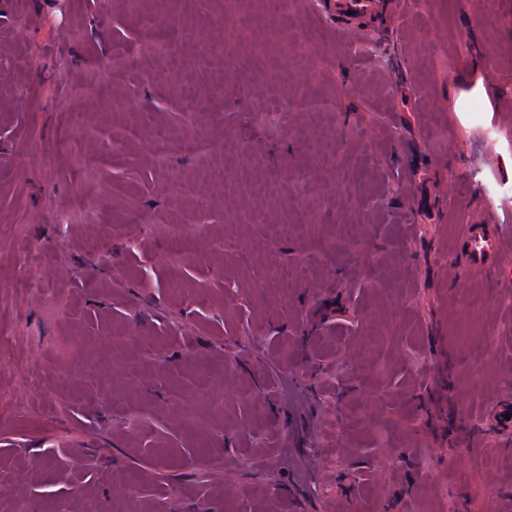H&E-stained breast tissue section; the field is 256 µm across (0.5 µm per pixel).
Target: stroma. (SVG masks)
Returning a JSON list of instances; mask_svg holds the SVG:
<instances>
[{"mask_svg": "<svg viewBox=\"0 0 512 512\" xmlns=\"http://www.w3.org/2000/svg\"><path fill=\"white\" fill-rule=\"evenodd\" d=\"M395 2L0 0V512H512V0ZM378 7L379 5L376 1L351 0L346 2L345 6L338 7L339 12L336 15L343 18L347 22L346 24H350L353 21L359 20L368 12L378 11ZM348 11H353V14L348 15ZM510 240V227L500 224L465 225L462 258L474 273L496 269L504 259L505 247Z\"/></svg>", "mask_w": 512, "mask_h": 512, "instance_id": "stroma-1", "label": "stroma"}]
</instances>
